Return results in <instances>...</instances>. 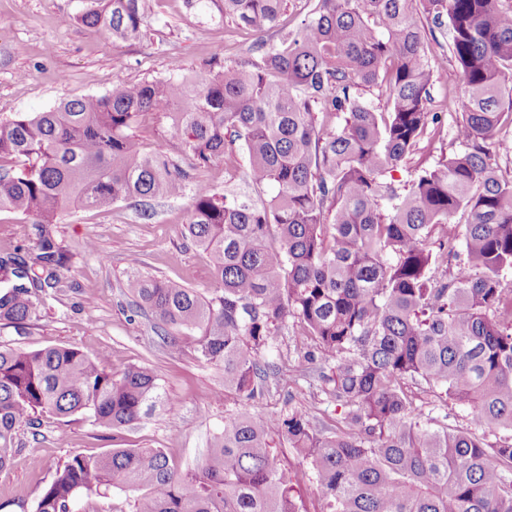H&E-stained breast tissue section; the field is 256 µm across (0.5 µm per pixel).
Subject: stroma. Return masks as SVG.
I'll use <instances>...</instances> for the list:
<instances>
[{"instance_id":"1","label":"stroma","mask_w":512,"mask_h":512,"mask_svg":"<svg viewBox=\"0 0 512 512\" xmlns=\"http://www.w3.org/2000/svg\"><path fill=\"white\" fill-rule=\"evenodd\" d=\"M313 0H289L278 28L255 34L231 22L195 15L184 0H156L146 36L104 41L79 23L64 24L79 0H0V116L43 112L64 98L101 95L114 81L142 82L179 67L194 78L233 68L258 43H273L308 17ZM189 197L152 201V219L139 218L133 202L107 210L62 215L54 230L72 256L61 288L41 306L39 318L18 329L0 325V344L26 350L51 344L108 354L120 373L137 365L153 370L162 407L140 424L119 431L99 430L74 420L59 424L43 415L40 436L22 430L23 448L9 471L0 473V512H36L41 493L56 468L74 452L101 454L115 448H158L174 468L194 466L224 417L241 404L224 398V373L198 359L192 349L170 354L161 323L135 311L125 292L133 274L171 279L202 292L213 291L208 260L183 236ZM138 257L132 266L130 257ZM309 408L335 423L340 411L323 403L320 384L307 378L271 390L252 414L269 415L288 404ZM40 457V468L30 466Z\"/></svg>"}]
</instances>
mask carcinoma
<instances>
[{
    "label": "carcinoma",
    "instance_id": "cac0c4a2",
    "mask_svg": "<svg viewBox=\"0 0 512 512\" xmlns=\"http://www.w3.org/2000/svg\"><path fill=\"white\" fill-rule=\"evenodd\" d=\"M449 30L460 77L459 149L404 184L392 172L441 136L431 109L438 57L413 2ZM149 0H81L77 20L106 39L147 33ZM285 0H187L197 15L263 32ZM375 88L377 108L358 94ZM145 112L169 115L184 158L144 151ZM512 0H317L307 20L234 69L187 80L118 81L103 95L0 117V211L31 224L32 252L0 256V323L37 318L71 257L52 230L68 210L190 195L186 231L219 287L157 277L127 285L136 309L177 330L224 369V396L255 404L282 367L259 356L293 322L336 427L304 406L224 417L205 457L178 473L159 448L74 454L37 512H72L76 495L137 492L132 512H512ZM217 191L203 175L236 148ZM467 215L457 224L458 212ZM455 262L448 279L439 266ZM430 397L415 402L412 388ZM162 403L142 366L117 374L104 352L0 345V472L37 435L39 414L129 428ZM468 409L449 429L448 408ZM288 445V466L272 445Z\"/></svg>",
    "mask_w": 512,
    "mask_h": 512
}]
</instances>
